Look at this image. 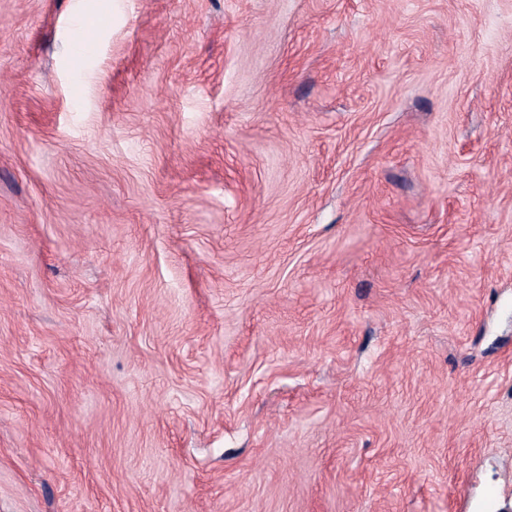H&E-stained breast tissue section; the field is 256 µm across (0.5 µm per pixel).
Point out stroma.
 <instances>
[{"instance_id": "1", "label": "stroma", "mask_w": 512, "mask_h": 512, "mask_svg": "<svg viewBox=\"0 0 512 512\" xmlns=\"http://www.w3.org/2000/svg\"><path fill=\"white\" fill-rule=\"evenodd\" d=\"M0 512H512V0H0Z\"/></svg>"}]
</instances>
